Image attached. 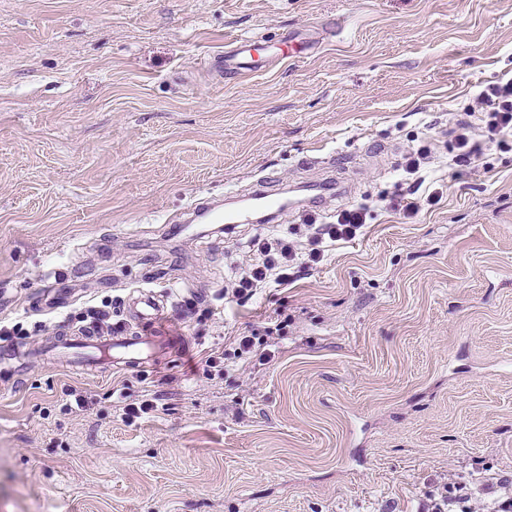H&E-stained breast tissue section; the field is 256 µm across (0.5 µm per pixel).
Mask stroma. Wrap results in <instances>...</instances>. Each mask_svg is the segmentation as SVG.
Instances as JSON below:
<instances>
[{
  "label": "stroma",
  "mask_w": 512,
  "mask_h": 512,
  "mask_svg": "<svg viewBox=\"0 0 512 512\" xmlns=\"http://www.w3.org/2000/svg\"><path fill=\"white\" fill-rule=\"evenodd\" d=\"M288 36L315 46L282 60ZM252 37L254 72L220 77ZM510 78L512 0H0V321L26 330L0 341V512H419L451 481L512 484V149L451 163ZM411 146L441 199L406 219ZM262 188L293 200L267 231L367 223L226 305L263 228L171 218ZM136 288L186 347L102 374L9 359L90 306L129 324ZM272 318L274 359L235 355ZM470 126L466 123H460L458 133L455 137V148L457 154L454 157L455 163L459 166H468L472 164L482 153V145L474 142L468 134Z\"/></svg>",
  "instance_id": "35a3bbf8"
}]
</instances>
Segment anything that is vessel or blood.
Returning a JSON list of instances; mask_svg holds the SVG:
<instances>
[{"instance_id":"obj_1","label":"vessel or blood","mask_w":512,"mask_h":512,"mask_svg":"<svg viewBox=\"0 0 512 512\" xmlns=\"http://www.w3.org/2000/svg\"><path fill=\"white\" fill-rule=\"evenodd\" d=\"M256 43L252 40L232 42L229 50L218 61L217 70L225 76L245 74L246 62L252 57ZM166 304L155 294L138 297L131 312L132 327L108 335L62 337L59 341L61 359L79 355L83 366L93 368L109 361L113 369L141 367L154 362L158 355L180 345L182 338L172 333L162 321Z\"/></svg>"}]
</instances>
